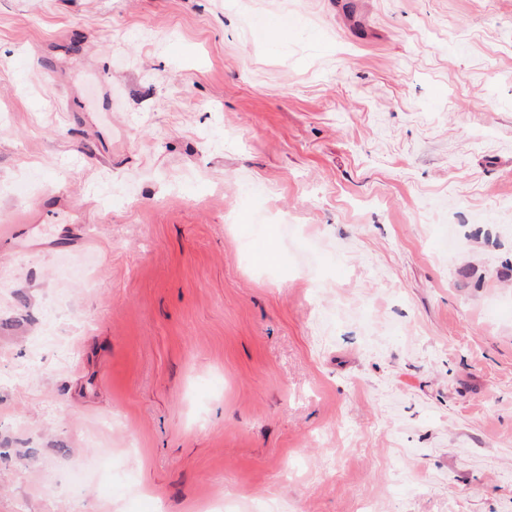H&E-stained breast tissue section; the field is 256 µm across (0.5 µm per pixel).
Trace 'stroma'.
I'll return each mask as SVG.
<instances>
[{
    "label": "stroma",
    "instance_id": "1",
    "mask_svg": "<svg viewBox=\"0 0 512 512\" xmlns=\"http://www.w3.org/2000/svg\"><path fill=\"white\" fill-rule=\"evenodd\" d=\"M336 2L0 0V512H512V0Z\"/></svg>",
    "mask_w": 512,
    "mask_h": 512
}]
</instances>
